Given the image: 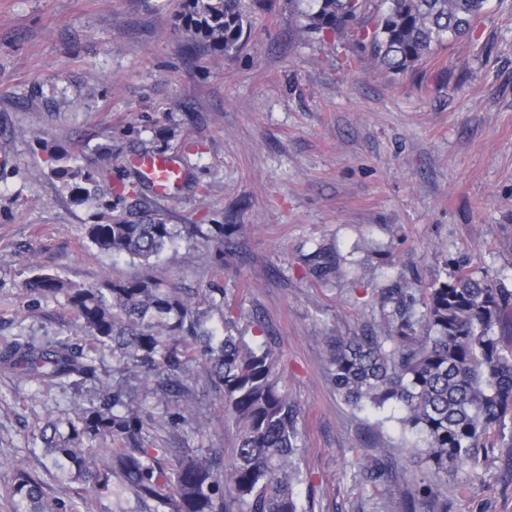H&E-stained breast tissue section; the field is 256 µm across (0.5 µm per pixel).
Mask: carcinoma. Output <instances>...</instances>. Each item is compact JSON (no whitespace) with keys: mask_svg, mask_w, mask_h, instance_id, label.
<instances>
[{"mask_svg":"<svg viewBox=\"0 0 512 512\" xmlns=\"http://www.w3.org/2000/svg\"><path fill=\"white\" fill-rule=\"evenodd\" d=\"M486 3L379 0L368 20V0H288V9L308 37L359 26L371 63L400 73L468 37ZM178 19L218 55L243 45L242 0H181ZM98 150L94 165L79 164L66 149L52 155L53 174L75 204L96 198L100 180L112 176V145ZM183 229L149 207L131 220L107 204L85 236L102 253L148 266ZM240 229L217 228L219 266L236 256ZM24 295L30 304L63 297L81 338L70 330L1 336L0 369L23 383L91 393L73 414L47 418L33 432L52 467L66 473L57 491L20 461L0 459V469L13 472L8 495L25 502V512H88L87 497L109 494L134 500L139 512H304L299 411L279 385L277 337L224 289L195 295L147 274L106 276L85 288L40 272ZM383 302L390 309L379 324L328 337L331 383L352 406L401 409L402 433L412 436L405 451L429 468L406 493L404 512H448L447 489L436 477L465 468V490L494 449L512 448V287L460 265L426 288H387ZM132 377L153 384L154 395L174 397L173 408L156 416ZM208 399L222 404L230 448L191 446L205 432ZM158 429L170 445L155 443Z\"/></svg>","mask_w":512,"mask_h":512,"instance_id":"carcinoma-1","label":"carcinoma"}]
</instances>
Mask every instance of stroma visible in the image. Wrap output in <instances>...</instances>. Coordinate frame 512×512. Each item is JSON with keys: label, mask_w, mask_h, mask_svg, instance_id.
Returning a JSON list of instances; mask_svg holds the SVG:
<instances>
[{"label": "stroma", "mask_w": 512, "mask_h": 512, "mask_svg": "<svg viewBox=\"0 0 512 512\" xmlns=\"http://www.w3.org/2000/svg\"><path fill=\"white\" fill-rule=\"evenodd\" d=\"M175 0H0V336L63 330L62 302L27 307L39 272L93 286L142 274L84 236L100 201L193 224L152 275L221 288L264 316L280 341L279 371L300 412L298 493L307 512H403L400 493L426 467L404 456L396 421L358 410L333 387L327 337L376 324L383 289L446 280L454 267L512 285V0H488L471 37L414 69L370 64L360 32L302 37L284 0L249 7L243 48L189 51ZM112 146L98 198L71 202L51 172L54 148L81 163ZM163 153L184 172L170 194L117 196L134 160ZM216 224H239L233 263L214 265ZM342 277L320 276L317 252ZM83 397L20 384L0 370V457L42 471L32 434ZM396 463L367 481V457ZM448 512H512V450L495 449L483 478Z\"/></svg>", "instance_id": "stroma-1"}]
</instances>
